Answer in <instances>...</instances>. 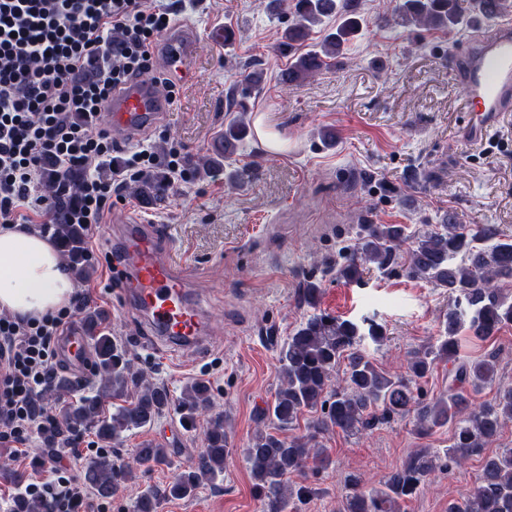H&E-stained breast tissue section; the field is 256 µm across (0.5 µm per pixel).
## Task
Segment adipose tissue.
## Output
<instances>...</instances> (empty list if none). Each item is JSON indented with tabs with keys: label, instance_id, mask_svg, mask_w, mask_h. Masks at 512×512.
Here are the masks:
<instances>
[{
	"label": "adipose tissue",
	"instance_id": "ef3b65f1",
	"mask_svg": "<svg viewBox=\"0 0 512 512\" xmlns=\"http://www.w3.org/2000/svg\"><path fill=\"white\" fill-rule=\"evenodd\" d=\"M75 282L47 240L24 229H0V310L42 317L69 305Z\"/></svg>",
	"mask_w": 512,
	"mask_h": 512
}]
</instances>
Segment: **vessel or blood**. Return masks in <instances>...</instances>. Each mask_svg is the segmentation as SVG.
Wrapping results in <instances>:
<instances>
[{"label":"vessel or blood","mask_w":512,"mask_h":512,"mask_svg":"<svg viewBox=\"0 0 512 512\" xmlns=\"http://www.w3.org/2000/svg\"><path fill=\"white\" fill-rule=\"evenodd\" d=\"M196 41L177 27L169 31L157 53L172 75L185 74ZM451 71L459 82L466 112L471 115L467 140L483 139L504 113L512 112V21L501 20L477 32L463 57L453 58ZM171 102L152 79L139 78L113 94L101 115L103 124L134 140L165 121ZM114 285L126 310L148 323L154 339L176 352H193L208 343L210 324L202 304L193 297L187 266L176 261L157 225L132 215L123 218L113 248ZM56 358L62 370L81 379L92 370L90 338L82 321L59 337Z\"/></svg>","instance_id":"b4317fda"}]
</instances>
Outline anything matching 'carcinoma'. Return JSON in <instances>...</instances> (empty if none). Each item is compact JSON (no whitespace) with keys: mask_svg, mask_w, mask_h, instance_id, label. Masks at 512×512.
Here are the masks:
<instances>
[{"mask_svg":"<svg viewBox=\"0 0 512 512\" xmlns=\"http://www.w3.org/2000/svg\"><path fill=\"white\" fill-rule=\"evenodd\" d=\"M512 11V0H396L391 20L403 28L450 31L480 16L493 19ZM336 16V28L327 32L313 49L294 55L295 45L310 39L323 19ZM364 18L359 0H296L295 16L281 35L278 48L289 56L280 80L291 85L342 57L361 30ZM239 115L224 125V155L233 154L251 134L244 101L236 103ZM70 262L83 269L84 229L79 224L54 228ZM388 272L402 267L408 276L448 289L452 304L441 322L442 332L433 342L411 352L405 373L387 371L370 356L366 343L381 345L386 332L372 319L360 323L314 313L288 336L280 348L281 384L274 401L257 416L272 430H258L243 449L265 512H285L288 502L304 504L312 494L308 485L288 484L293 475L327 470L332 459L319 438L331 431L363 436L376 426L397 418H413L414 432L427 437L435 430H452L448 447L433 451L419 448L402 466L378 485L367 487L355 474L344 477L346 494L336 512H403V503L418 495L427 476L438 467L462 466L470 457L483 455L481 474L472 494L453 500L448 512H512V448L492 454L484 449L495 442L512 422V385L497 387L492 401L474 405L473 396L495 383L496 357L471 362L459 359L461 333L477 341L490 340L512 325V298L501 284L512 282V236L495 224L468 229L448 216L436 227L410 235L403 224H359L355 243L348 248L336 276L358 282L368 266ZM321 285L308 282L303 302L314 308ZM98 394L83 396L64 413L73 433L88 425L98 440L110 443L126 431L151 425L171 404L168 390L146 381L132 370L126 351L109 334L94 337ZM439 361L451 365L452 387L448 395L428 397L420 383ZM345 365L343 379L333 383L338 365ZM110 396L112 414L101 409V397ZM213 407L211 387L196 381L186 387L178 404L181 421L188 428ZM304 422L305 433L282 437L278 431ZM204 448L188 469L176 475L160 491L150 488L136 501L134 512H157L161 499L192 495L202 482L224 472L229 455L224 416L210 417L204 432ZM166 449L145 443L128 462L115 463L106 452L85 471V483L101 499H111L122 482L141 468L166 462Z\"/></svg>","mask_w":512,"mask_h":512,"instance_id":"obj_1","label":"carcinoma"}]
</instances>
